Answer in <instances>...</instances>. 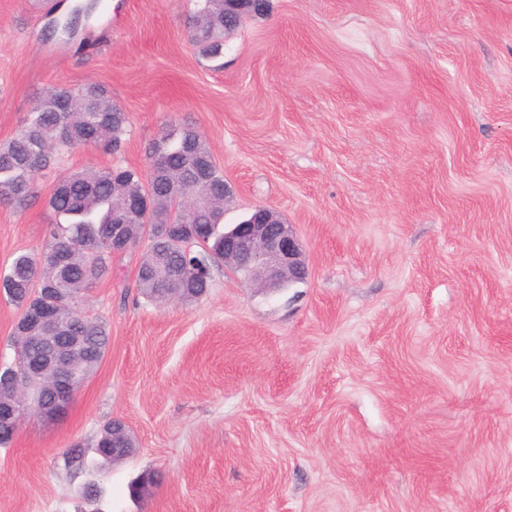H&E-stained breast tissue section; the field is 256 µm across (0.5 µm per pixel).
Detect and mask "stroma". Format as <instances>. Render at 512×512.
I'll use <instances>...</instances> for the list:
<instances>
[{"label":"stroma","instance_id":"obj_1","mask_svg":"<svg viewBox=\"0 0 512 512\" xmlns=\"http://www.w3.org/2000/svg\"><path fill=\"white\" fill-rule=\"evenodd\" d=\"M55 2L0 0V143L50 87L101 84L129 124L0 208V273L45 246L60 175L145 170L173 122L210 144L225 223L277 211L308 276L261 291L215 261L202 300L158 305L147 240L113 256L81 302L109 349L0 447V512H87L91 481L102 512H512V0H270L217 62L195 0H98L82 50L44 40ZM114 418L134 454L67 471Z\"/></svg>","mask_w":512,"mask_h":512}]
</instances>
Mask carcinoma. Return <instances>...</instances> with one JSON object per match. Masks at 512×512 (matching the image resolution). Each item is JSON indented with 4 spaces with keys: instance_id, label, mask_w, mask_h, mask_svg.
<instances>
[{
    "instance_id": "1",
    "label": "carcinoma",
    "mask_w": 512,
    "mask_h": 512,
    "mask_svg": "<svg viewBox=\"0 0 512 512\" xmlns=\"http://www.w3.org/2000/svg\"><path fill=\"white\" fill-rule=\"evenodd\" d=\"M238 29L224 19V0H196L190 41L210 59L223 54L224 39ZM129 117L112 102L106 87L91 83L77 91L51 88L22 119L15 135L0 144V207H23L36 194V176L50 166L63 148L99 143L110 152L122 144ZM147 158L157 163L148 180L127 167L108 170L87 168L69 173L56 183L47 200L55 219L48 235L56 250L68 259V277L61 279L53 264L40 262L39 253L20 251L8 271L0 274V292L23 309L39 302L32 289L57 288L59 296L82 294L103 275L112 261V225L130 221L124 208L128 199H147L142 224H168V237L143 254L137 273L140 293L153 302H164V288H188L185 304L196 302L210 286L203 266L224 259V176L213 160L206 139L188 126L170 124L148 148ZM200 251H194V248ZM105 250L106 262L95 269L84 267L90 250ZM46 309L72 321L73 334L87 337L92 354L109 343L107 325L96 317L72 320L63 303ZM85 452L79 445L64 455L67 469L80 470Z\"/></svg>"
}]
</instances>
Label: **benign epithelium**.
<instances>
[{
    "instance_id": "1",
    "label": "benign epithelium",
    "mask_w": 512,
    "mask_h": 512,
    "mask_svg": "<svg viewBox=\"0 0 512 512\" xmlns=\"http://www.w3.org/2000/svg\"><path fill=\"white\" fill-rule=\"evenodd\" d=\"M267 0H224V16L238 22L263 14ZM79 16L89 20L84 10L68 13L51 20L54 30L75 37L77 29L71 18ZM118 237L112 241V253L126 252L135 237L118 226ZM224 263L237 269L247 270V281L262 289L272 290L302 282L308 269L302 246L290 224L284 223L276 212L257 207L247 220L235 224L224 232ZM22 318L33 324L34 335L26 340L39 342L48 350V363L40 368L31 367L22 353H17L14 365L0 375V390L7 391L12 400L0 407V420L19 430L28 418L53 423L66 413L78 384V374L86 364L83 336L61 335V323L57 318L45 316L44 309L33 307ZM49 380L53 398L49 403L35 405L31 396L34 385Z\"/></svg>"
}]
</instances>
